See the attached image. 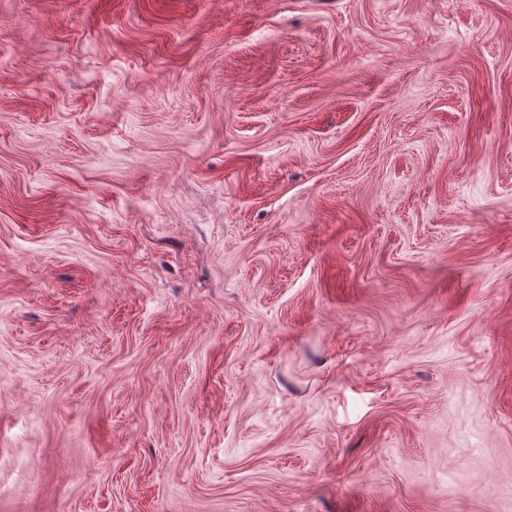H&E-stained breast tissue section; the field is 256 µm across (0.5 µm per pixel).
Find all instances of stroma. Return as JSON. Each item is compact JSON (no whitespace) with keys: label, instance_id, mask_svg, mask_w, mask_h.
Returning <instances> with one entry per match:
<instances>
[{"label":"stroma","instance_id":"stroma-1","mask_svg":"<svg viewBox=\"0 0 512 512\" xmlns=\"http://www.w3.org/2000/svg\"><path fill=\"white\" fill-rule=\"evenodd\" d=\"M0 512H512V0H0Z\"/></svg>","mask_w":512,"mask_h":512}]
</instances>
